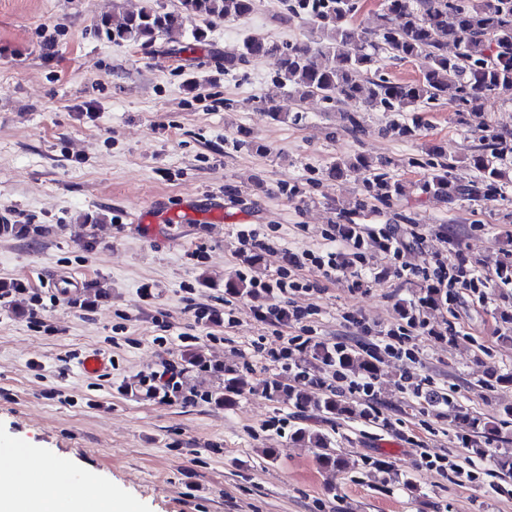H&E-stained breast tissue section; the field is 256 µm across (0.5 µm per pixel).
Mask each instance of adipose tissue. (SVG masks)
<instances>
[{"label": "adipose tissue", "instance_id": "obj_1", "mask_svg": "<svg viewBox=\"0 0 512 512\" xmlns=\"http://www.w3.org/2000/svg\"><path fill=\"white\" fill-rule=\"evenodd\" d=\"M75 505V512H131L119 506L111 493L87 483L81 494L49 495L29 474L21 473L13 480L0 482V512H60L61 506Z\"/></svg>", "mask_w": 512, "mask_h": 512}]
</instances>
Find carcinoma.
<instances>
[{
	"instance_id": "1",
	"label": "carcinoma",
	"mask_w": 512,
	"mask_h": 512,
	"mask_svg": "<svg viewBox=\"0 0 512 512\" xmlns=\"http://www.w3.org/2000/svg\"><path fill=\"white\" fill-rule=\"evenodd\" d=\"M176 11H163L146 6L129 13L117 22L101 21L107 39L116 44L136 43L147 48L163 36L181 35L187 24L195 20L245 18L257 8L256 0H180ZM359 0H288V18H305L322 41L278 45L260 38L243 40L239 52L224 56V70L231 71L251 58H276L282 79L290 93L305 98L319 95L330 104L344 100L359 101L370 110L382 112H416L425 103L447 100L456 112H473L482 102L512 91V0H385L379 14L378 42L371 34L353 24ZM455 53L448 55V44ZM395 60L423 57L426 66L422 77L410 82H396L375 74L378 52ZM484 148L473 154L470 163L482 175L481 184H459L454 181L453 162L445 157L434 166L424 190L436 196L453 198L493 196L498 185L507 182V170L499 164L504 153L512 152V133L485 126ZM355 167L371 172L366 191L381 202H388L398 186L384 173L374 172L372 161L359 155L340 159L330 173L340 175ZM365 201L356 200L341 211L337 224L339 236L364 244L357 224L351 216L364 210ZM224 293L232 296L252 295L255 289L242 279L229 277ZM448 302V292L431 283L421 289L419 308L401 306L399 315L409 324L419 322L425 310L434 311ZM312 356L340 374H351L374 380L381 371L380 359L370 351L318 342L311 346ZM313 378L306 370L288 376H275L262 381L258 390L269 400L292 405L301 411H312L326 418H375L370 402L354 403L337 390H326L311 396L308 386ZM246 386L231 368L224 369V388L215 402L230 409ZM453 421L461 430L460 439L473 453L482 456L486 449L473 435L488 432L495 426L454 407ZM290 440L319 449L316 462L325 472L347 469L344 455L332 447L323 433L301 427L291 432Z\"/></svg>"
}]
</instances>
